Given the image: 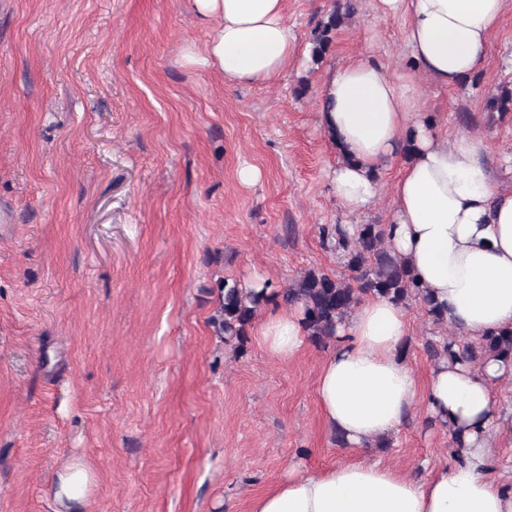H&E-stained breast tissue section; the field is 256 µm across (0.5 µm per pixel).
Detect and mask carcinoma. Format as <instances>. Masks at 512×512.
Returning a JSON list of instances; mask_svg holds the SVG:
<instances>
[{"mask_svg": "<svg viewBox=\"0 0 512 512\" xmlns=\"http://www.w3.org/2000/svg\"><path fill=\"white\" fill-rule=\"evenodd\" d=\"M353 14L352 4L337 5L318 24L313 35L314 58L326 53L332 34ZM323 236L334 242L336 251L350 271V278L338 279L321 271L309 270L282 292L284 303L304 305L305 327L315 342L323 343L334 337L337 324L354 310L364 296L378 295L402 304L413 297L428 302L406 263L388 248L386 225L358 224L349 230L338 224L331 230H323ZM266 301L267 296L263 293L255 294L235 283H224L220 306L211 318L216 333L224 338V342L242 346L247 327ZM426 348L437 360L445 355L473 364L488 357L511 360L512 330L483 338L477 343L460 344L451 337L440 345L429 341Z\"/></svg>", "mask_w": 512, "mask_h": 512, "instance_id": "cac0c4a2", "label": "carcinoma"}]
</instances>
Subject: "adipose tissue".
I'll use <instances>...</instances> for the list:
<instances>
[{
  "mask_svg": "<svg viewBox=\"0 0 512 512\" xmlns=\"http://www.w3.org/2000/svg\"><path fill=\"white\" fill-rule=\"evenodd\" d=\"M212 26L184 61L231 85L275 82L297 53L284 0H189ZM512 0H376L384 18L406 17L411 71L392 73L367 55L331 68L319 124L339 160L328 173L341 207L360 214L388 197L387 244L410 267L449 332L480 338L512 330V192L496 190L476 133L447 139L420 119L419 76L448 87L477 69ZM409 159L391 192L377 174L400 152ZM302 305L271 310L258 334L266 351L292 361L307 342ZM403 305L368 296L338 324L320 366L317 392L330 429L363 449L422 404L462 441L456 461L417 479L379 461H347L312 472L292 465L251 512H512V487L496 480L491 432L501 423L496 387L512 361L469 364L451 357L418 389L403 348ZM96 478L81 460L58 471L52 512H79Z\"/></svg>",
  "mask_w": 512,
  "mask_h": 512,
  "instance_id": "1",
  "label": "adipose tissue"
}]
</instances>
